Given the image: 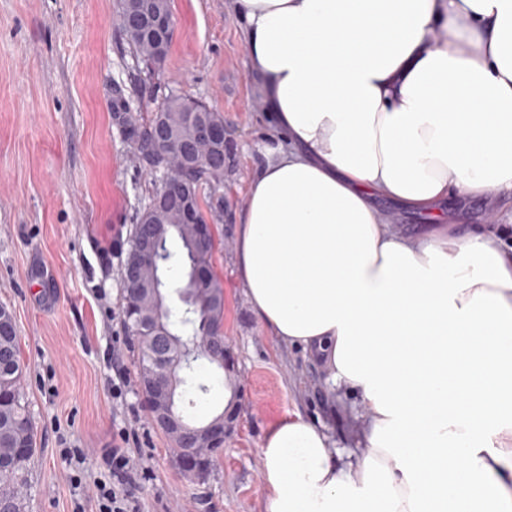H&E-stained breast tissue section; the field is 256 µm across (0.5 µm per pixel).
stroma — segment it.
Returning a JSON list of instances; mask_svg holds the SVG:
<instances>
[{"instance_id":"obj_1","label":"stroma","mask_w":512,"mask_h":512,"mask_svg":"<svg viewBox=\"0 0 512 512\" xmlns=\"http://www.w3.org/2000/svg\"><path fill=\"white\" fill-rule=\"evenodd\" d=\"M171 8L168 57L149 69L119 29L118 0H0V306L15 321L37 442L23 512H96L101 451L121 428L150 468L133 512H264L260 443L288 411L322 427L337 453L360 451L357 395L332 384L302 347L272 336L235 275V214L278 146L261 130L265 104L241 23L230 0ZM172 92L224 116V181L202 187L201 200L223 210L213 271L242 394L224 451L200 478L179 467L147 415L122 314L128 239L159 177L134 160L112 103L123 99L147 118ZM68 448L84 450L80 469L65 463Z\"/></svg>"}]
</instances>
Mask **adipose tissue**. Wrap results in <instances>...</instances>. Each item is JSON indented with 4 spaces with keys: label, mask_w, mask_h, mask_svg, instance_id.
I'll return each mask as SVG.
<instances>
[{
    "label": "adipose tissue",
    "mask_w": 512,
    "mask_h": 512,
    "mask_svg": "<svg viewBox=\"0 0 512 512\" xmlns=\"http://www.w3.org/2000/svg\"><path fill=\"white\" fill-rule=\"evenodd\" d=\"M233 4L282 143L235 215L236 276L368 416L344 464L300 414L268 425L264 512H512V243L448 221L512 197V0Z\"/></svg>",
    "instance_id": "ef3b65f1"
}]
</instances>
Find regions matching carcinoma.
I'll list each match as a JSON object with an SVG mask.
<instances>
[{
	"instance_id": "cac0c4a2",
	"label": "carcinoma",
	"mask_w": 512,
	"mask_h": 512,
	"mask_svg": "<svg viewBox=\"0 0 512 512\" xmlns=\"http://www.w3.org/2000/svg\"><path fill=\"white\" fill-rule=\"evenodd\" d=\"M123 35L136 53L153 45L151 38L138 28L121 24ZM193 100L182 95L170 94L153 113L145 125L134 122L126 129L127 138L144 167L160 165L158 147L152 133L159 124L180 125L181 149L174 153L185 159L191 155L209 154L220 157L214 148H200L193 140L190 127L185 123L183 110L192 107ZM224 181V175H215L206 166L188 174L185 171L173 177L181 198L192 207L201 224L207 223L200 202L202 185L214 187ZM139 224L155 225L158 238L159 259L168 270L177 264L182 268L185 285L177 292L183 295V306L174 310L166 303L165 282L157 273L149 271L147 282H156V288H138L125 294L124 325L128 335L141 347L139 370L159 371L174 377L172 397L182 394H205L208 386L198 381L195 371L181 362L188 350L195 359H205L222 369L206 351L205 343L224 338V288L212 271L216 241L195 242L194 224L171 212L162 221L144 212L137 219ZM176 238L182 252L176 254L168 242ZM0 512H21L20 489L27 483L26 465L35 451L36 439L29 411L20 392L22 363L18 347L16 326L11 312L0 307ZM184 393H179V388Z\"/></svg>"
}]
</instances>
